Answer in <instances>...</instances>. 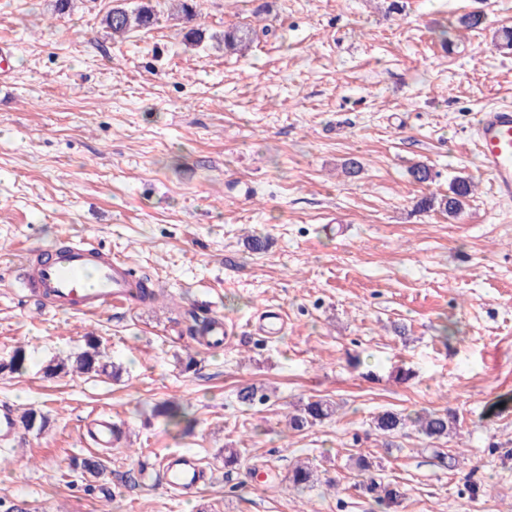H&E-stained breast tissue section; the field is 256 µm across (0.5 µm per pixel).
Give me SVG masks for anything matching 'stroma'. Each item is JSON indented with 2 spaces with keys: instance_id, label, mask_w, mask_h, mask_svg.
<instances>
[{
  "instance_id": "35a3bbf8",
  "label": "stroma",
  "mask_w": 512,
  "mask_h": 512,
  "mask_svg": "<svg viewBox=\"0 0 512 512\" xmlns=\"http://www.w3.org/2000/svg\"><path fill=\"white\" fill-rule=\"evenodd\" d=\"M195 3L197 43L167 0L121 41L101 25L112 0L64 14L0 0L15 53L0 86V405L48 418L0 444V512H374L360 456L399 484L396 512H512V410L486 413L512 392V203L474 142L477 112L512 103V48L496 37L512 0ZM476 11L485 27L462 28ZM233 25L255 30L245 53L224 48ZM418 163L432 182L410 176ZM457 176L474 182L458 216L417 209ZM76 235L150 275L158 300L59 312L10 281L18 254ZM270 307L277 336L256 329ZM213 315L231 334L207 350L194 320ZM90 336L104 372L46 375ZM250 384L264 403H239ZM318 398L335 414L290 430ZM169 400L190 429L152 416ZM444 409L445 438L373 427L386 410ZM103 414L124 437L96 453L83 432ZM171 453L209 485L167 489ZM92 455L104 476L76 469ZM300 460L315 471L305 492L288 484Z\"/></svg>"
}]
</instances>
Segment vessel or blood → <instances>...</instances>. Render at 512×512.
I'll return each mask as SVG.
<instances>
[{"label":"vessel or blood","instance_id":"b4317fda","mask_svg":"<svg viewBox=\"0 0 512 512\" xmlns=\"http://www.w3.org/2000/svg\"><path fill=\"white\" fill-rule=\"evenodd\" d=\"M476 142L480 164L490 175L496 196L511 200V104L480 112ZM15 277L46 306L85 313L112 305L130 306L134 287V276L126 264L87 237L73 240L68 248L50 253L40 261H22ZM86 432L96 448L104 450L113 444L110 417H97L87 425ZM161 479L167 487L191 492L203 484L204 474L192 457L182 455L165 463Z\"/></svg>","mask_w":512,"mask_h":512}]
</instances>
